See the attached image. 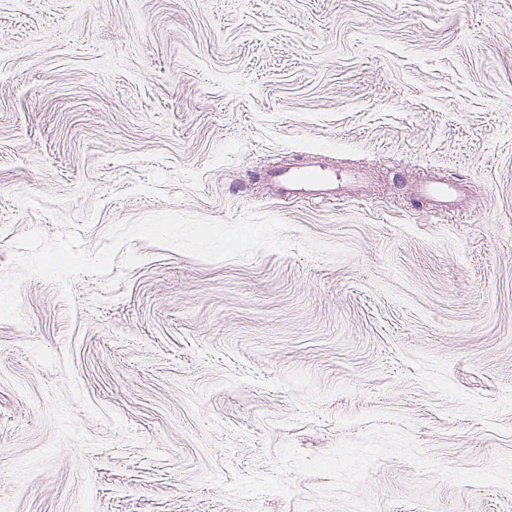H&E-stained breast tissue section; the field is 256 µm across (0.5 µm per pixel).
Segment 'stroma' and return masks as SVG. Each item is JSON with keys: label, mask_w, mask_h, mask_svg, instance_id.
Wrapping results in <instances>:
<instances>
[{"label": "stroma", "mask_w": 512, "mask_h": 512, "mask_svg": "<svg viewBox=\"0 0 512 512\" xmlns=\"http://www.w3.org/2000/svg\"><path fill=\"white\" fill-rule=\"evenodd\" d=\"M364 168L344 198L272 195L273 162ZM465 190L429 213L409 183ZM96 254L163 210L256 213L329 259L268 250L207 262L142 240L139 262L70 298L20 287L0 321V512H298L198 481L268 471L408 418L427 455L512 454V0H0V272L59 220ZM389 458L376 512H512V491L432 487Z\"/></svg>", "instance_id": "obj_1"}]
</instances>
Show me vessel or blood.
<instances>
[{"instance_id":"obj_1","label":"vessel or blood","mask_w":512,"mask_h":512,"mask_svg":"<svg viewBox=\"0 0 512 512\" xmlns=\"http://www.w3.org/2000/svg\"><path fill=\"white\" fill-rule=\"evenodd\" d=\"M358 178V171L340 172L320 161L299 167L275 166L268 171V179L278 195L313 204L343 195L346 187L355 183ZM414 192L427 200L433 211L443 212L459 194L460 189L451 181L434 178L415 183Z\"/></svg>"}]
</instances>
